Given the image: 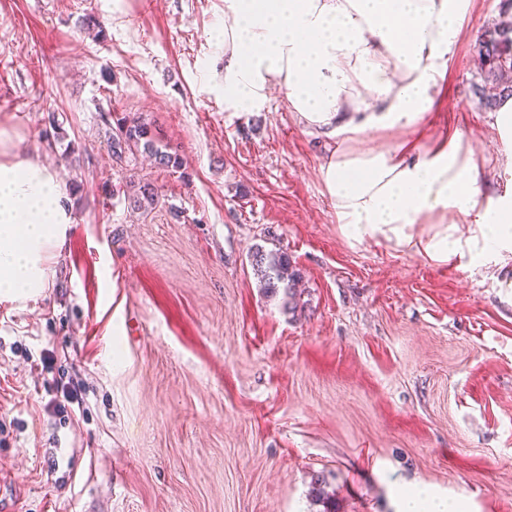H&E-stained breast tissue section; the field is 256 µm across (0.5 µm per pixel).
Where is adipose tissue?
I'll list each match as a JSON object with an SVG mask.
<instances>
[{
    "mask_svg": "<svg viewBox=\"0 0 512 512\" xmlns=\"http://www.w3.org/2000/svg\"><path fill=\"white\" fill-rule=\"evenodd\" d=\"M470 0H224V103L259 111L281 95L326 141L320 174L343 233L447 262L448 228L478 225L512 247V197L482 199L460 137L432 150L358 148L370 131H414L432 112ZM66 191L40 160L0 157V302L39 297L71 226ZM419 224L432 233H416Z\"/></svg>",
    "mask_w": 512,
    "mask_h": 512,
    "instance_id": "adipose-tissue-1",
    "label": "adipose tissue"
}]
</instances>
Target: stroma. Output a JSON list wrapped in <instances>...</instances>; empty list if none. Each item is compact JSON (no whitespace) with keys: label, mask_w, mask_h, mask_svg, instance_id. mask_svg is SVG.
I'll return each mask as SVG.
<instances>
[{"label":"stroma","mask_w":512,"mask_h":512,"mask_svg":"<svg viewBox=\"0 0 512 512\" xmlns=\"http://www.w3.org/2000/svg\"><path fill=\"white\" fill-rule=\"evenodd\" d=\"M502 5L472 0L419 131L424 148L461 133L493 201L512 193V136L478 105L477 39ZM223 17L224 0H0V130L63 181L73 218L41 296L0 303V501L400 512L425 487L512 512V252L465 240L442 264L346 237L323 138L279 99L225 107ZM119 117L182 167L113 161ZM134 179L153 208L133 209ZM256 244L301 273L298 315L260 290Z\"/></svg>","instance_id":"35a3bbf8"}]
</instances>
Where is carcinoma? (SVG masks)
<instances>
[{"mask_svg": "<svg viewBox=\"0 0 512 512\" xmlns=\"http://www.w3.org/2000/svg\"><path fill=\"white\" fill-rule=\"evenodd\" d=\"M478 59L484 80L498 90V94L512 96V82L509 81L512 74V27L494 25L486 28L479 38ZM110 147L112 157L119 162L126 153L141 149L159 167L177 168L181 165L179 155L170 151L168 145L144 122L117 119ZM156 198L151 183L140 182L132 195L133 206L137 210H146L155 204ZM249 261L258 286L266 296H282L283 310L291 315L304 307L297 289L300 273L293 268L286 252L279 248L268 250L255 244L251 247Z\"/></svg>", "mask_w": 512, "mask_h": 512, "instance_id": "1", "label": "carcinoma"}]
</instances>
